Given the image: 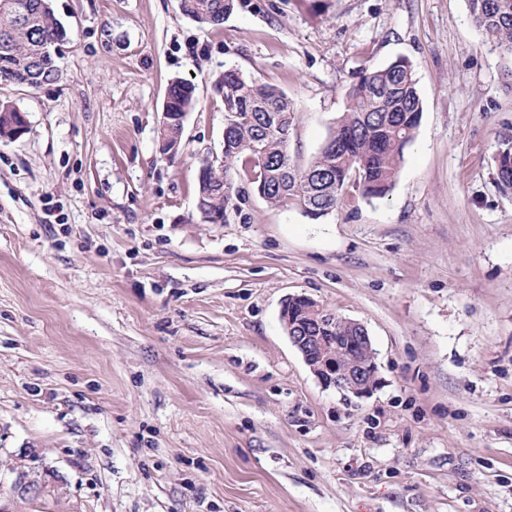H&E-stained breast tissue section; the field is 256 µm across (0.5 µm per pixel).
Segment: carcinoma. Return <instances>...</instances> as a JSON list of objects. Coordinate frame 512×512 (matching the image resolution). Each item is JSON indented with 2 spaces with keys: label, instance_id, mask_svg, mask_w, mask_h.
I'll use <instances>...</instances> for the list:
<instances>
[{
  "label": "carcinoma",
  "instance_id": "1",
  "mask_svg": "<svg viewBox=\"0 0 512 512\" xmlns=\"http://www.w3.org/2000/svg\"><path fill=\"white\" fill-rule=\"evenodd\" d=\"M235 0H179L181 12L202 27L217 28ZM475 23L512 56V0H466ZM67 32L48 0H10L0 9V80L23 79L28 59L57 71L51 46ZM224 104V168H204L197 203L210 213H227L240 195L235 177L245 173L253 190L269 205L297 209L319 220L335 212L352 175L361 195L380 199L393 189L407 146L414 140L423 112L411 63L399 58L365 72L347 91L348 105L312 161L304 168L291 159L288 142L294 107L281 89L259 84L235 69L218 80ZM195 103V87L183 80L168 86L163 111L171 125L159 135L182 137L178 118ZM499 187L512 189V136L502 135L495 155Z\"/></svg>",
  "mask_w": 512,
  "mask_h": 512
}]
</instances>
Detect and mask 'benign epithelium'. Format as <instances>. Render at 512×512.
<instances>
[{
  "mask_svg": "<svg viewBox=\"0 0 512 512\" xmlns=\"http://www.w3.org/2000/svg\"><path fill=\"white\" fill-rule=\"evenodd\" d=\"M280 317L290 342L323 386L357 398L373 393L378 384L375 358L362 359L356 355L358 349L372 350L371 338L362 323L341 319L343 331L347 332L342 344L331 341L327 335L320 336L318 332H328L334 327L336 314L304 294L288 296L283 301ZM11 472L14 494L37 500L49 493L48 484L34 470L18 465Z\"/></svg>",
  "mask_w": 512,
  "mask_h": 512,
  "instance_id": "1",
  "label": "benign epithelium"
}]
</instances>
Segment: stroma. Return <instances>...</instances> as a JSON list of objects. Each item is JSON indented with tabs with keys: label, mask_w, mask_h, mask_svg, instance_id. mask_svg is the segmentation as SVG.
<instances>
[{
	"label": "stroma",
	"mask_w": 512,
	"mask_h": 512,
	"mask_svg": "<svg viewBox=\"0 0 512 512\" xmlns=\"http://www.w3.org/2000/svg\"><path fill=\"white\" fill-rule=\"evenodd\" d=\"M59 81H0V497L10 512H512V56L466 0H52ZM404 58L423 112L392 191L313 221L255 194L200 223L225 70L295 107L307 166L362 71ZM196 87L183 148L158 129ZM305 294L365 325L380 382L324 387L280 321ZM32 455L52 487L11 497ZM235 0H180L179 8L201 27L218 28L232 13ZM195 103V87L183 80H174L168 86L166 99L163 106V115L166 112L171 113L169 121L170 126H167L162 117L159 127V136L171 137L172 139L178 137L179 142H172L167 138H159L160 151L167 156H173L179 151V143L182 144L183 125L181 122H174V120L183 116V114L190 111ZM494 162L499 187L504 191L512 189V136H501Z\"/></svg>",
	"instance_id": "35a3bbf8"
}]
</instances>
